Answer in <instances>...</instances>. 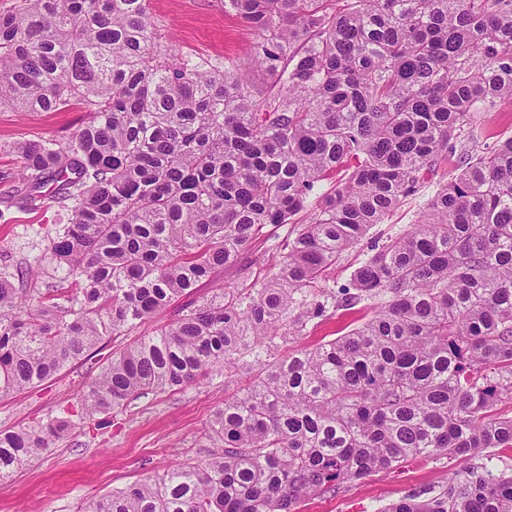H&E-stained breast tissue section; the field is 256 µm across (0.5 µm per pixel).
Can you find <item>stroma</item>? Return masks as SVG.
<instances>
[{
  "label": "stroma",
  "mask_w": 512,
  "mask_h": 512,
  "mask_svg": "<svg viewBox=\"0 0 512 512\" xmlns=\"http://www.w3.org/2000/svg\"><path fill=\"white\" fill-rule=\"evenodd\" d=\"M149 9L165 41L183 56L219 61L231 69L248 65L258 35L225 12L224 0H149ZM85 119V112L73 107L60 112H0V172L11 173L18 167L13 143L63 138ZM470 149V144H458L419 194L399 206L386 223L375 225L372 235L387 237L409 229L439 185L456 173L462 153ZM8 188L7 182H0V264L51 276L49 238L66 224L67 213L55 206L6 202ZM294 230L291 224L269 228L265 237L250 245L245 258L252 263L253 278H263L270 264L279 260L277 245ZM89 371V363H79L42 386L0 397V429L25 427L66 410L79 412L78 390ZM236 389V383L217 377L148 396L122 413L87 424L80 433L55 442L51 453L0 482V512H76L84 500L144 479L174 462L202 458L207 422ZM453 469V461L445 456L419 458L396 471L377 472L349 484L337 495L306 498L299 510L380 512L409 490L444 484Z\"/></svg>",
  "instance_id": "35a3bbf8"
}]
</instances>
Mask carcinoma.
Listing matches in <instances>:
<instances>
[{
  "label": "carcinoma",
  "mask_w": 512,
  "mask_h": 512,
  "mask_svg": "<svg viewBox=\"0 0 512 512\" xmlns=\"http://www.w3.org/2000/svg\"><path fill=\"white\" fill-rule=\"evenodd\" d=\"M261 34L250 65L160 42L148 0H16L0 15V111L77 106L70 137L20 141L10 181L57 205L61 283L0 269V396L133 335L89 375L81 414L0 431V480L97 415L214 375L244 378L179 462L78 512H297L374 472L442 455L437 491L380 512H512V136L468 153L403 233L370 245L348 285L326 271L415 197L481 112L512 105V0H224ZM332 187L317 193L321 182ZM52 181L51 195L37 190ZM279 267L191 299L270 225L294 223ZM371 316L288 349L336 316ZM170 321L135 330L161 312Z\"/></svg>",
  "instance_id": "1"
}]
</instances>
